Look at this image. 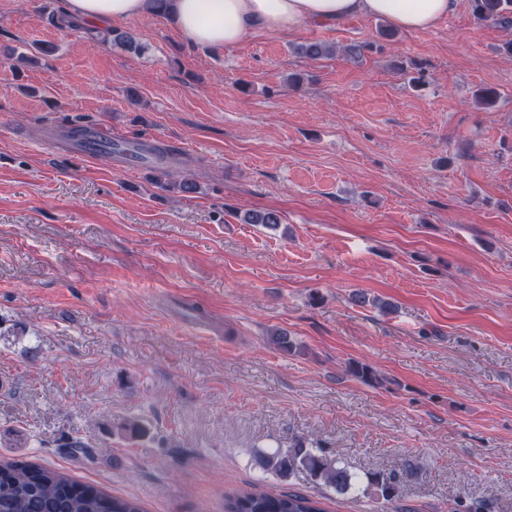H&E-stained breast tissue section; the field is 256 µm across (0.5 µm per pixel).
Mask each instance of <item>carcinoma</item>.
Segmentation results:
<instances>
[{"label": "carcinoma", "mask_w": 512, "mask_h": 512, "mask_svg": "<svg viewBox=\"0 0 512 512\" xmlns=\"http://www.w3.org/2000/svg\"><path fill=\"white\" fill-rule=\"evenodd\" d=\"M472 11L481 21L491 22L504 30L512 29V0H472ZM112 44L136 54L144 51V47L128 33L113 34ZM296 52L309 59H319L330 54L332 49L324 42L313 40L299 45ZM242 221L273 227L281 223V216L275 210L246 211ZM269 342L285 354L302 351V346L283 330L271 331ZM348 371L365 383H382V379L366 365L352 363ZM115 434L141 438L146 434V426L137 420L125 421L115 427ZM257 464L264 471L283 478L301 468L340 493L349 491L356 483L346 469L329 457L313 452L302 439L293 442L284 452L259 456ZM370 481L377 486L378 496L384 501L391 502L398 497L395 481L382 476H373ZM224 509L225 512H325L322 502L313 497L263 492L232 495L225 499ZM0 512H143V507L134 499L112 496L59 470L35 462L1 458Z\"/></svg>", "instance_id": "carcinoma-1"}]
</instances>
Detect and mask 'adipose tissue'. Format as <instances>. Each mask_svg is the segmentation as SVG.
<instances>
[{
	"label": "adipose tissue",
	"mask_w": 512,
	"mask_h": 512,
	"mask_svg": "<svg viewBox=\"0 0 512 512\" xmlns=\"http://www.w3.org/2000/svg\"><path fill=\"white\" fill-rule=\"evenodd\" d=\"M455 7L456 0H168L166 13L193 45L219 50L258 30L293 31L354 15L381 18L403 31H426ZM152 9L151 0H66L65 15L108 25Z\"/></svg>",
	"instance_id": "adipose-tissue-1"
}]
</instances>
